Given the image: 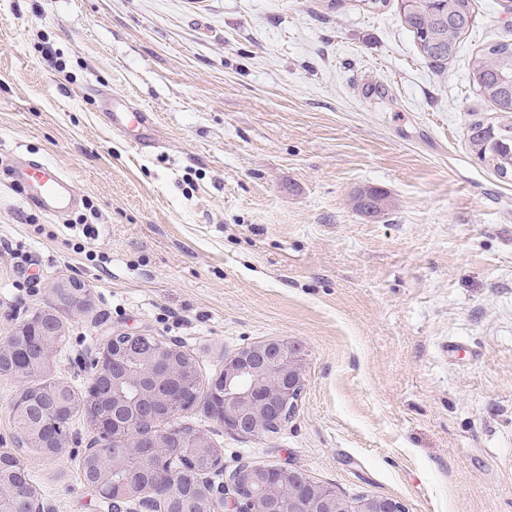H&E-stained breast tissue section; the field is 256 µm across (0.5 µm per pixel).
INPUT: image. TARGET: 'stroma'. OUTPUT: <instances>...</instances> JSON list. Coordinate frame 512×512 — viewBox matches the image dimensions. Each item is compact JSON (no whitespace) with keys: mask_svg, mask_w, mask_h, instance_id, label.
I'll use <instances>...</instances> for the list:
<instances>
[{"mask_svg":"<svg viewBox=\"0 0 512 512\" xmlns=\"http://www.w3.org/2000/svg\"><path fill=\"white\" fill-rule=\"evenodd\" d=\"M455 56L425 62L399 10L342 0H0V340L55 308L53 378L86 391L107 337L153 336L198 363L277 338L305 356L279 433L179 416L226 468L288 464L350 500L405 512H512V177L472 153L495 122L469 64L512 40V0H474ZM155 141L107 128L103 93ZM80 191L54 218L17 159ZM377 191L370 217L355 199ZM98 231L85 237L83 225ZM79 280L88 308L58 305ZM76 444L24 452L54 512H109Z\"/></svg>","mask_w":512,"mask_h":512,"instance_id":"stroma-1","label":"stroma"}]
</instances>
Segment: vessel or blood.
Here are the masks:
<instances>
[{
  "instance_id": "1",
  "label": "vessel or blood",
  "mask_w": 512,
  "mask_h": 512,
  "mask_svg": "<svg viewBox=\"0 0 512 512\" xmlns=\"http://www.w3.org/2000/svg\"><path fill=\"white\" fill-rule=\"evenodd\" d=\"M103 117L108 125L126 128H147L151 119L144 112L122 111L116 102H107ZM27 201L51 216H60L76 206V196L67 176L49 163L34 161L28 164L20 178Z\"/></svg>"
}]
</instances>
